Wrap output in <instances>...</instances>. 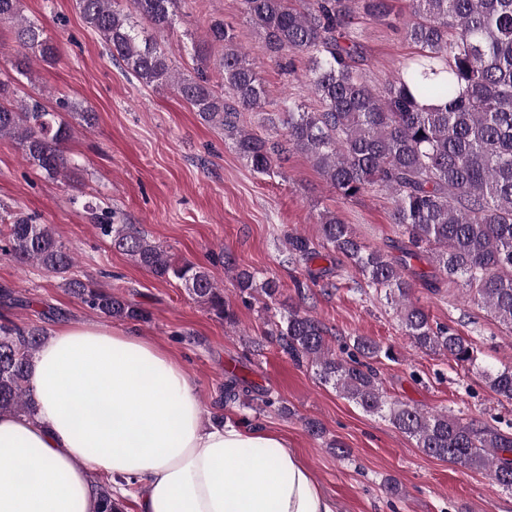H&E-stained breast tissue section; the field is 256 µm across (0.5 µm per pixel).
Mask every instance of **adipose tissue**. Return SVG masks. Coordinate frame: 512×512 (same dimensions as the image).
<instances>
[{"label": "adipose tissue", "instance_id": "ef3b65f1", "mask_svg": "<svg viewBox=\"0 0 512 512\" xmlns=\"http://www.w3.org/2000/svg\"><path fill=\"white\" fill-rule=\"evenodd\" d=\"M31 385L35 417L0 414V512H97L94 470L138 512H337L281 435L203 425L182 367L132 330L61 326Z\"/></svg>", "mask_w": 512, "mask_h": 512}]
</instances>
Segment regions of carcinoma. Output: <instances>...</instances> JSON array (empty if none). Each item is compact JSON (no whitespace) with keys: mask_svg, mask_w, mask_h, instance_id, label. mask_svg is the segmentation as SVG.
<instances>
[{"mask_svg":"<svg viewBox=\"0 0 512 512\" xmlns=\"http://www.w3.org/2000/svg\"><path fill=\"white\" fill-rule=\"evenodd\" d=\"M181 2L76 0V7L116 62L144 87H173L203 122L224 131L255 173L274 172L295 150L344 197L369 189L391 193L395 223L406 240L403 257L365 246L331 211L320 216L319 241L287 235L288 256L307 265L334 253L344 256L369 287L395 302L414 348L477 367L498 397L512 401V368L476 366L472 343L432 324L410 300L412 284L403 273L407 260L428 257L467 299L482 303L512 330V0H408L415 21L404 30L418 51L381 88L363 79V45L352 23L359 8L396 26L399 16L388 0H242L262 54L282 63L286 73L289 54L305 55L308 86L317 101L311 110L287 98L268 100L234 27L222 21L210 24L206 38L191 42L192 55L203 65L214 48H222L215 63L221 90L203 68L193 77H175L164 50L144 36L143 25L158 33L172 30ZM0 24L11 27L19 47L11 60L17 75L29 79L33 61L57 60V44L39 21L23 15L22 0H0ZM10 92L11 82L0 79V138L18 141L24 159L48 178L76 170L64 149L71 126L39 100L18 102ZM59 107L93 125L95 114L81 105L61 100ZM245 112L259 113L275 134L245 129ZM96 227L135 264L160 279L182 282L217 318L235 319L210 272L172 260L136 225L115 223L111 211L97 216ZM0 256L37 264L97 315L116 321L148 317L121 295L79 278L70 248L33 214L0 206ZM235 282L242 294H261L267 310L280 294L278 281L268 278L258 285L246 269L236 272ZM274 326L290 358L307 361L324 384L364 412L388 419L426 455L483 470L492 483L512 492V433L386 399L371 361L394 355L367 336L354 337L344 358L331 351L321 324L305 310L284 308ZM46 336L39 325L0 323V413L35 415L29 366ZM252 389L235 375L224 384V402ZM99 491L100 512H125L111 483Z\"/></svg>","mask_w":512,"mask_h":512,"instance_id":"obj_1","label":"carcinoma"}]
</instances>
